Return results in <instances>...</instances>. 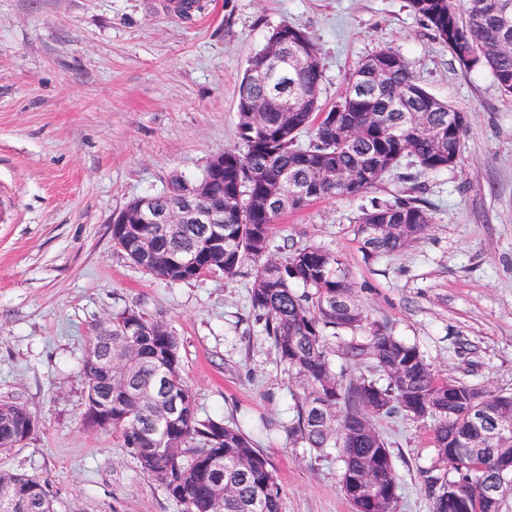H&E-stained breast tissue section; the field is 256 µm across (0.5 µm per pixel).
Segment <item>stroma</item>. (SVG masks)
Instances as JSON below:
<instances>
[{
    "label": "stroma",
    "instance_id": "1",
    "mask_svg": "<svg viewBox=\"0 0 512 512\" xmlns=\"http://www.w3.org/2000/svg\"><path fill=\"white\" fill-rule=\"evenodd\" d=\"M288 24L319 47L320 102L383 46L464 111L458 162L401 163L372 189L416 194L432 222L416 241L365 257L361 199L322 198L282 215L275 245L326 247L367 325H387L443 377L512 390V96L467 70L407 0H0V400L37 426L0 452V471L45 483L57 512H180L117 434L84 426L82 361L96 325L134 306L180 338L201 413L257 433L282 512H353L337 449L288 434L300 379L281 364L249 303L254 267L172 283L112 244L110 220L173 175L199 177L236 141L238 85L269 32ZM400 486L398 512H431L430 423L375 416Z\"/></svg>",
    "mask_w": 512,
    "mask_h": 512
}]
</instances>
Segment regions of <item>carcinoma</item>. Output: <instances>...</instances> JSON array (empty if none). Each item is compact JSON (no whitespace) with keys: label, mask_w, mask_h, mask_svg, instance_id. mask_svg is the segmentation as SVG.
I'll return each instance as SVG.
<instances>
[{"label":"carcinoma","mask_w":512,"mask_h":512,"mask_svg":"<svg viewBox=\"0 0 512 512\" xmlns=\"http://www.w3.org/2000/svg\"><path fill=\"white\" fill-rule=\"evenodd\" d=\"M466 69H487L512 96V0H408ZM284 54L304 63L267 61L261 49L249 60L238 88L237 141L224 148V180L211 186L224 195V240L205 224H114L113 246L138 268L171 282L203 272L235 276L251 263L250 302L263 322L280 363L306 380L310 391L296 405L290 433L314 450L337 448L344 463L341 484L354 512H387L397 505L399 484L392 454L370 421L372 415L403 414L433 421L432 443L448 474L425 476L432 512H500L512 491V431H492L499 393L432 370L420 350L382 325L365 343L351 339L345 356L367 357L386 382H346L332 367L329 340L355 333L364 316L351 285L337 275L339 259L317 245L290 247L271 255L272 229L283 214L326 197L357 198L408 158L424 171L458 162L466 123L462 111L417 81L397 49L383 47L350 73L339 101L321 115L323 73L318 45L298 28L285 27ZM264 111L246 112L250 103ZM309 134L306 143L299 135ZM336 171L333 181L322 169ZM196 181L173 176L155 195L193 193ZM432 218L413 197L372 199L355 220L365 256L392 253L417 239ZM375 224L387 228L371 234ZM154 250L142 254L141 239ZM112 351V375L97 359ZM86 413L95 400L112 396V424L139 470L180 506V512H282V489L253 438L224 416L202 417L182 373L179 338L162 320L129 307L96 326L82 365ZM184 403L176 416L173 400ZM32 414L22 404L0 402V450L28 438ZM486 486L499 489L485 500ZM0 512H55L49 491L21 486Z\"/></svg>","instance_id":"carcinoma-1"}]
</instances>
